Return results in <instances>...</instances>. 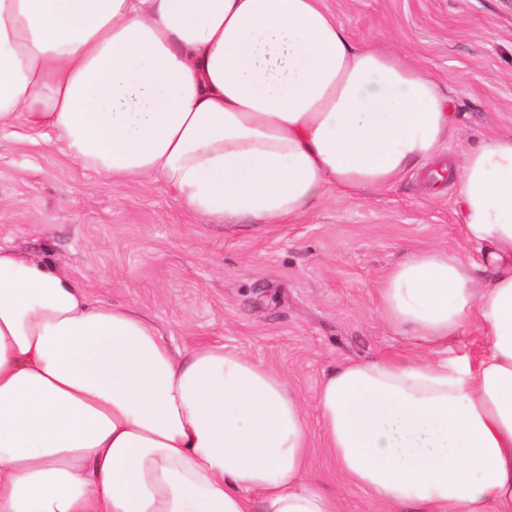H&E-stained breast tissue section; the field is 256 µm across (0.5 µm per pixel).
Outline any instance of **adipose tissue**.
Returning a JSON list of instances; mask_svg holds the SVG:
<instances>
[{
  "label": "adipose tissue",
  "mask_w": 512,
  "mask_h": 512,
  "mask_svg": "<svg viewBox=\"0 0 512 512\" xmlns=\"http://www.w3.org/2000/svg\"><path fill=\"white\" fill-rule=\"evenodd\" d=\"M20 119L107 179L157 175L197 214L269 224L433 163L453 123L430 76L355 47L321 0H0V128ZM454 182L482 263L411 254L381 309L432 348L477 323L484 353L348 363L313 404L373 504L512 512V134ZM308 442L279 372L171 347L0 244V512H336Z\"/></svg>",
  "instance_id": "1"
}]
</instances>
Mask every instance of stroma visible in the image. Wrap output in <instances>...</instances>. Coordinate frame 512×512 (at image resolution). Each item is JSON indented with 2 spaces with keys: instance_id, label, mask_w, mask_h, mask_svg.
Returning <instances> with one entry per match:
<instances>
[{
  "instance_id": "stroma-1",
  "label": "stroma",
  "mask_w": 512,
  "mask_h": 512,
  "mask_svg": "<svg viewBox=\"0 0 512 512\" xmlns=\"http://www.w3.org/2000/svg\"><path fill=\"white\" fill-rule=\"evenodd\" d=\"M359 47L395 52L446 93L448 163L512 133V0H324ZM66 264L98 299L147 312L179 349L221 343L282 373L304 399L350 362L422 353L380 312L387 272L409 254L478 260L454 187L425 168L390 188L326 193L283 224H226L192 213L163 179L106 180L25 121L0 129V243ZM482 332L466 325L433 351L475 363ZM309 472L339 512H373L323 449L309 413Z\"/></svg>"
}]
</instances>
